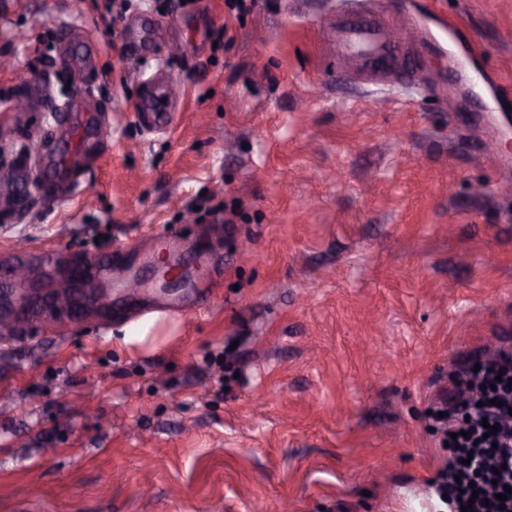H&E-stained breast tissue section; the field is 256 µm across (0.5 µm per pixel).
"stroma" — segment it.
<instances>
[{
	"label": "stroma",
	"mask_w": 512,
	"mask_h": 512,
	"mask_svg": "<svg viewBox=\"0 0 512 512\" xmlns=\"http://www.w3.org/2000/svg\"><path fill=\"white\" fill-rule=\"evenodd\" d=\"M445 97L337 75L327 0H0V251L57 271L141 224L218 257L208 294L151 289L0 342V512H448L428 417L512 346V0H385ZM154 20L134 55L128 29ZM227 39H198L205 23ZM96 30L95 91L63 66ZM180 88L174 128L129 109ZM94 116L96 163L55 173ZM223 203L225 227L191 213Z\"/></svg>",
	"instance_id": "35a3bbf8"
}]
</instances>
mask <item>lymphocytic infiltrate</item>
<instances>
[{"instance_id":"f902f5d3","label":"lymphocytic infiltrate","mask_w":512,"mask_h":512,"mask_svg":"<svg viewBox=\"0 0 512 512\" xmlns=\"http://www.w3.org/2000/svg\"><path fill=\"white\" fill-rule=\"evenodd\" d=\"M441 398L436 429L448 449L440 475L451 512H512V347L480 359ZM497 433L487 434V425Z\"/></svg>"}]
</instances>
